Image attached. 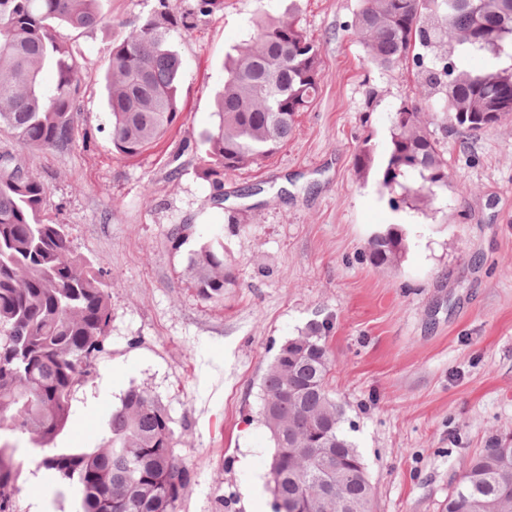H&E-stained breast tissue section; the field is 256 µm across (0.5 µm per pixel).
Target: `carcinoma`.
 I'll return each mask as SVG.
<instances>
[{
    "instance_id": "obj_1",
    "label": "carcinoma",
    "mask_w": 512,
    "mask_h": 512,
    "mask_svg": "<svg viewBox=\"0 0 512 512\" xmlns=\"http://www.w3.org/2000/svg\"><path fill=\"white\" fill-rule=\"evenodd\" d=\"M110 24L100 0H0V129L27 148L71 149L79 137L85 60L77 45L58 37V27ZM253 25L254 36L224 65L218 122L202 135L207 160L198 176L216 188L225 172L282 148L319 95L320 49L302 32L293 5L279 16L262 11ZM189 27L190 16L160 10L113 40L105 80L110 139L119 154L140 156L176 122L183 61L170 42ZM351 34L367 63L411 66L422 76L418 99L391 117L382 184L399 186L402 201L448 186V160L430 125L471 133L512 121V71H473L453 49L430 65L417 53L449 38L500 53L512 45V0H361ZM47 69L56 73L51 86L42 80ZM435 88L444 105L430 113L424 103ZM0 159V512H15L24 439L42 450L40 465L58 485L77 489L80 512H179L191 471L176 453L166 406L146 389L125 392L98 447H57L72 395L104 350L111 297L103 269L71 249L64 225L44 218L47 186L11 154ZM190 230L172 225L171 246L180 248ZM404 252V234L394 228L369 241L378 268L396 265ZM188 269L201 299L224 301L237 282L224 229L189 255ZM326 332L312 323L289 338L263 378L269 470L276 471L286 512L295 504L299 512H336L348 501L369 512L373 487L354 475L365 464L329 387L334 361ZM447 512H512V466L499 443L474 457L448 495Z\"/></svg>"
}]
</instances>
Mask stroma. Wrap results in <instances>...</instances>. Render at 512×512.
Segmentation results:
<instances>
[{
	"mask_svg": "<svg viewBox=\"0 0 512 512\" xmlns=\"http://www.w3.org/2000/svg\"><path fill=\"white\" fill-rule=\"evenodd\" d=\"M197 0H101L112 26L60 29L86 61L80 93L86 144L30 151L0 130L48 188L46 218L67 226L72 248L105 271L112 317L91 377L73 394L59 445L93 448L133 386L169 410L176 451L192 472L181 512H246L243 491L267 476L273 451L261 414L263 377L280 346L309 323L328 322L330 385L362 455L375 512H446L470 460L512 443V121L471 136L435 128L447 187L392 208L381 183L390 117L410 104L418 75L365 65L348 26L360 0H296L302 31L320 46L319 95L279 152L226 173L224 202L198 176L202 134L217 122L213 98L226 53L250 36L259 8L286 0H221L174 34L184 69L181 111L141 156L112 148L101 83L108 49L126 25L160 7ZM370 148L373 165L355 157ZM241 219L224 246L238 273L224 303L201 300L187 272L207 231ZM192 233L172 249L167 230ZM406 230L398 266L368 257L374 233ZM16 512H76L49 472L21 449ZM40 479L38 497L27 487Z\"/></svg>",
	"mask_w": 512,
	"mask_h": 512,
	"instance_id": "stroma-1",
	"label": "stroma"
}]
</instances>
